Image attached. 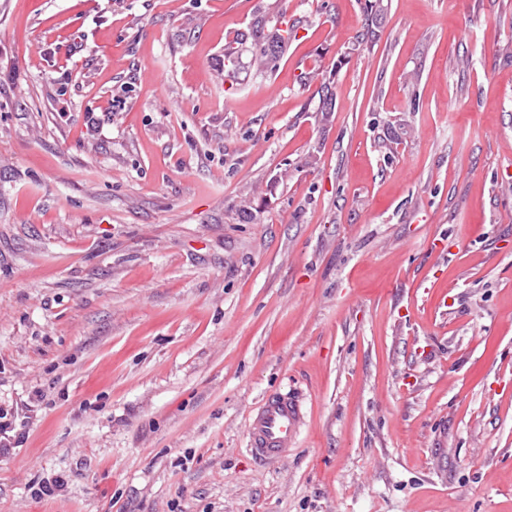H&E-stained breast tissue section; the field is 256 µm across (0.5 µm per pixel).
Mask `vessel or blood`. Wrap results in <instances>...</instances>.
<instances>
[{"instance_id":"obj_1","label":"vessel or blood","mask_w":512,"mask_h":512,"mask_svg":"<svg viewBox=\"0 0 512 512\" xmlns=\"http://www.w3.org/2000/svg\"><path fill=\"white\" fill-rule=\"evenodd\" d=\"M305 420L301 402L287 394L270 395L247 425L252 458L267 463L287 456Z\"/></svg>"}]
</instances>
